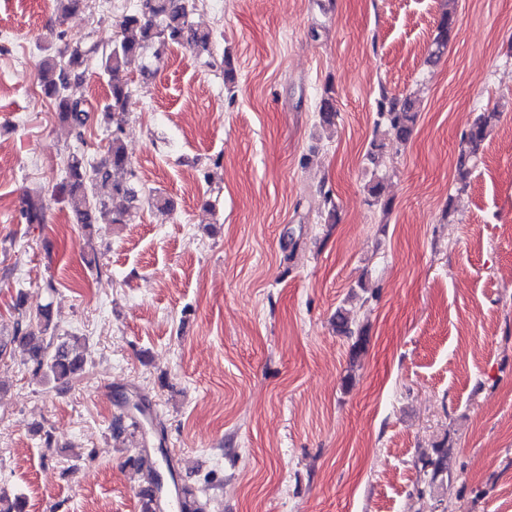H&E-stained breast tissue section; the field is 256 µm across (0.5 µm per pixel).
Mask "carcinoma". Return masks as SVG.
Masks as SVG:
<instances>
[{"instance_id": "obj_1", "label": "carcinoma", "mask_w": 512, "mask_h": 512, "mask_svg": "<svg viewBox=\"0 0 512 512\" xmlns=\"http://www.w3.org/2000/svg\"><path fill=\"white\" fill-rule=\"evenodd\" d=\"M89 0H56L58 18L68 17L88 8ZM455 0H446L435 36L430 44V57L439 59L448 50V42L455 28ZM196 7V0H139L136 11L124 15L118 22L117 35L112 47L101 53L103 73L110 88V101L105 103L102 112L105 123L112 125V134L106 155L96 164L88 162L85 156L71 153L66 159L65 169L68 181L63 185L73 204V221L86 228L98 223V218L107 214V204L94 192L96 184L109 186L111 196L122 198L132 204L138 197L130 179L135 176L131 161L124 147L121 133L126 115V107L131 92L123 73L132 62L143 56L149 48L161 49L170 44L186 45L192 49L207 50L211 43V33L193 27L189 16ZM98 53L95 46H75L68 53L46 55L39 66V84L44 96L55 104L60 122L69 126L79 141H84V130L88 122V103L78 92L88 61ZM420 99L415 94L398 98L381 88L378 100L379 121L377 126L384 133L394 136L401 142L408 141L416 125ZM319 125L333 127L336 109L332 99H322L318 108ZM497 113L480 114L464 134L458 150L457 170L461 182L460 190H465L464 178L478 154L481 145L490 136ZM371 204L386 211L389 203L382 200L383 186L379 181H371L366 186ZM27 224L45 223L41 207L32 200L27 201L22 212ZM17 312L14 331L10 338L19 342L28 352V362L32 371L43 374L55 383L58 391L68 388L73 378L82 370L85 363V346L77 336L63 341L57 336V325L53 322L51 304L42 306L32 315L25 309V298L19 297L14 305ZM336 332L353 339L352 350L363 345L364 329L348 312L339 308L334 316ZM123 416L130 426L138 430L143 423L154 424V419L144 418L145 409L129 407L123 403ZM446 455L435 459L422 460L421 471L431 474L430 481L448 472ZM132 469L138 481L162 490L158 479L157 460L149 453L132 460ZM0 512H24L21 497L5 490L0 491Z\"/></svg>"}]
</instances>
